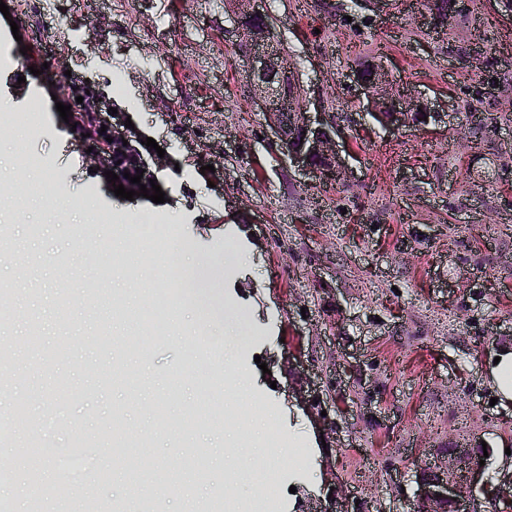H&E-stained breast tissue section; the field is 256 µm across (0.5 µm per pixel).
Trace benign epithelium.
Masks as SVG:
<instances>
[{
  "instance_id": "7a95c632",
  "label": "benign epithelium",
  "mask_w": 512,
  "mask_h": 512,
  "mask_svg": "<svg viewBox=\"0 0 512 512\" xmlns=\"http://www.w3.org/2000/svg\"><path fill=\"white\" fill-rule=\"evenodd\" d=\"M257 0H234L233 22L237 28L257 18L263 32L248 39L246 71L254 95L261 101L269 125L279 142L285 141L286 126L281 113L275 111L274 102L288 93V76L297 74L288 54L275 44L276 25L273 16L254 7ZM348 78L356 91L367 98L369 114L385 127L400 129L412 125L414 112L421 110L432 115L440 125L449 113L438 111L435 106L419 96L399 97L394 94L393 76L385 65L378 63L371 74L364 76L355 68ZM297 128L302 143L283 149L288 163L305 176H327L339 179L343 163L336 150V124L325 118V113L311 115L309 100L302 98V112L297 115ZM484 470L479 460L468 450L448 453V464L420 481L418 501L425 512H462L467 498L465 487L457 474L466 472L478 475Z\"/></svg>"
}]
</instances>
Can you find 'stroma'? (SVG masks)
I'll list each match as a JSON object with an SVG mask.
<instances>
[{
  "label": "stroma",
  "instance_id": "1",
  "mask_svg": "<svg viewBox=\"0 0 512 512\" xmlns=\"http://www.w3.org/2000/svg\"><path fill=\"white\" fill-rule=\"evenodd\" d=\"M266 5L345 140L344 180L284 163L234 62L224 0H27L15 62L38 69L48 106L67 98L70 74H93L161 143L153 177L166 200L115 196L58 112L0 98V228L17 255L0 261V287L21 314L16 371L37 410L75 385L72 421L89 439L117 414L143 456L212 457L203 479L184 470L166 495L116 477L54 510L245 512L267 485L272 512H409L423 472L485 446L467 512H507L482 487L512 472V402H495L488 380L512 348V131L455 118L383 130L346 73L350 47L382 44L412 93L512 114V16L481 51L501 74L490 93L450 63L469 22L428 33L422 0ZM162 289L172 302L159 312ZM62 301L69 316L55 312ZM199 336L221 345L210 363L232 384L217 423L187 433L203 380L184 368ZM312 435L326 444L313 472L292 455Z\"/></svg>",
  "mask_w": 512,
  "mask_h": 512
}]
</instances>
